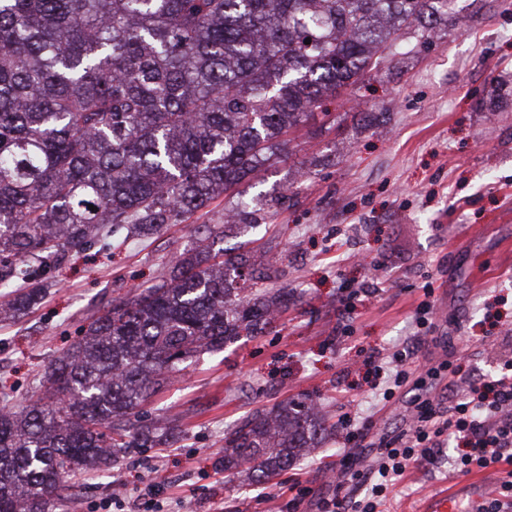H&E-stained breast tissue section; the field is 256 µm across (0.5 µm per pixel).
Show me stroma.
Wrapping results in <instances>:
<instances>
[{"mask_svg": "<svg viewBox=\"0 0 512 512\" xmlns=\"http://www.w3.org/2000/svg\"><path fill=\"white\" fill-rule=\"evenodd\" d=\"M460 4L466 27L425 44L404 36L402 62L382 59L365 88L333 101L330 117L292 129L278 159L234 193L150 237L96 243L91 258L55 272L32 311L0 322V391L17 406L103 305L158 283L193 227L222 223L238 198L259 223L224 248L279 261L272 285L290 301L275 328L193 358L141 414L145 425L176 421L177 440L132 450L112 476L74 477L62 512H126L151 476L159 491L140 512H207L214 500L224 512H320L347 454L339 439L271 483L249 484L214 467L225 432L284 400L316 402L332 423L370 418L376 437L396 431L406 398H384L371 364L415 336L418 362L469 377L498 376L512 360V0ZM284 193L287 205L268 208ZM455 453L446 447L411 468L376 512H419L441 494L452 512H475L508 466L459 477L448 465Z\"/></svg>", "mask_w": 512, "mask_h": 512, "instance_id": "obj_1", "label": "stroma"}]
</instances>
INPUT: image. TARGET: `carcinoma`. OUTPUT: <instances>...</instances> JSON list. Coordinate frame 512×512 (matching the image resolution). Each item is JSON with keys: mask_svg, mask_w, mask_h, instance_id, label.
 I'll return each mask as SVG.
<instances>
[{"mask_svg": "<svg viewBox=\"0 0 512 512\" xmlns=\"http://www.w3.org/2000/svg\"><path fill=\"white\" fill-rule=\"evenodd\" d=\"M458 18V0H0V321L102 238L208 207L383 54L407 55L401 37ZM226 215L159 283L105 306L41 397L0 406V512H53L67 478L154 447L136 410L189 359L275 326L277 260L214 250L257 223ZM331 434L317 405L283 401L224 435L221 470L269 483Z\"/></svg>", "mask_w": 512, "mask_h": 512, "instance_id": "1", "label": "carcinoma"}]
</instances>
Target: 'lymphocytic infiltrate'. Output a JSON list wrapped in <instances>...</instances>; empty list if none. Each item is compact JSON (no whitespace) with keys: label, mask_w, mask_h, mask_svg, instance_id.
Listing matches in <instances>:
<instances>
[{"label":"lymphocytic infiltrate","mask_w":512,"mask_h":512,"mask_svg":"<svg viewBox=\"0 0 512 512\" xmlns=\"http://www.w3.org/2000/svg\"><path fill=\"white\" fill-rule=\"evenodd\" d=\"M499 379L471 387L458 397L457 379H449L448 407L440 409L432 400L412 397L407 429L379 439L377 465L373 470L357 469L355 460L345 462L336 480L338 494L330 512H376V500L410 466L433 460L443 446L456 442L461 451L453 459L459 476L473 469L499 462L512 464V364ZM366 488L357 497V488Z\"/></svg>","instance_id":"lymphocytic-infiltrate-1"}]
</instances>
